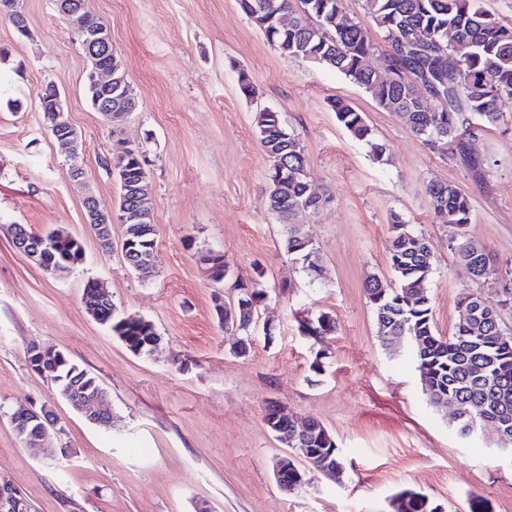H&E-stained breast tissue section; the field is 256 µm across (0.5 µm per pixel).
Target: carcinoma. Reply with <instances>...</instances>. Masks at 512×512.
I'll return each instance as SVG.
<instances>
[{
  "mask_svg": "<svg viewBox=\"0 0 512 512\" xmlns=\"http://www.w3.org/2000/svg\"><path fill=\"white\" fill-rule=\"evenodd\" d=\"M242 12L265 35L282 56L301 59L332 69L361 86L378 107L401 114L411 133L431 147L450 145L473 169L481 163L469 152V140L481 131L505 124L500 103L512 99V26L505 25L484 10L478 0H363L365 15L373 28L383 32L388 41L384 54L385 70L362 66L363 58L377 50L371 29L350 17L344 0H237ZM453 32L462 48L453 69L444 60L453 53L448 32ZM430 85L432 97L422 99L416 82ZM91 105L112 102V119L119 120L133 111L137 102L121 92L99 88L85 79ZM58 89L46 85L39 97V107L48 126L66 121L65 114L54 110ZM337 120L355 138L370 145L378 162L387 160L385 147L371 140V130L363 113L337 99L331 102ZM259 140L270 163L267 209L281 223L288 225L283 250L309 273L320 272L315 262L311 237L296 217L322 207L327 199L312 194L305 171L308 158L304 146L284 127L274 110L258 116ZM119 159V217L126 232L144 241L123 254L131 270L144 263L156 262L157 248L153 224V203L145 161L139 148H127ZM427 193L435 217L442 224L459 229L451 250L472 275L485 283L501 285L499 306L485 305L480 295L467 292L459 307L472 305L481 311L459 321L451 336L440 335L433 324L432 306L425 284L433 272L432 251L428 240L404 221L396 219L390 227V265L397 286L376 276L365 282V292L375 313L378 336L390 352H398L400 343L409 337L415 344L417 369L430 401L440 405L448 400L463 404L466 416L454 420L458 432L472 431L488 419L505 418L509 422L505 440L512 444V341L503 338V312L512 311V270L501 269L492 254L473 243L467 226L472 207L458 188L443 183H429ZM18 228L35 246L52 237L68 239L70 235L56 229L41 236L20 224ZM210 279L224 283V253L209 251L202 256ZM235 306L216 300L215 310L221 323L229 322L247 332L258 316L253 302H261L265 292L260 283L237 282ZM112 300L103 302L104 324L113 335L135 354H149L160 336L155 325L137 315L109 318L106 312ZM304 335L317 343L336 332V321L328 314L303 325ZM58 390L71 389L79 398L85 391L96 392L101 385L95 377L70 359L58 364V371L46 372ZM275 425L281 434L278 441L288 448H331L332 435L323 423L307 420L306 432L291 438L292 417L282 416ZM432 505L410 491L397 497L394 512H430Z\"/></svg>",
  "mask_w": 512,
  "mask_h": 512,
  "instance_id": "1",
  "label": "carcinoma"
}]
</instances>
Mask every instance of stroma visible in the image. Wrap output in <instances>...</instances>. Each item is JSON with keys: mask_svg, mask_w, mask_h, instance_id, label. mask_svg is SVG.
<instances>
[{"mask_svg": "<svg viewBox=\"0 0 512 512\" xmlns=\"http://www.w3.org/2000/svg\"><path fill=\"white\" fill-rule=\"evenodd\" d=\"M88 6L108 22L138 100L118 125L93 110L88 59L55 0H23L29 37L0 19V224L61 229L83 244L81 261L54 276L0 234V484L13 485L31 512H196L202 502L210 512H393L403 490L444 512H469L475 495L490 512H512V446L488 424L457 434L450 409L427 400L411 340L394 354L383 347L363 290L372 275L395 280L388 245L397 216L431 244L426 290L439 334L454 333L463 293L496 305L495 285L475 281L455 259L457 229L436 221L426 186L465 193L470 237L512 268V99L502 104L506 128L472 141L476 171L425 145L339 73L281 56L237 0ZM242 73L257 89L253 98L239 89ZM49 83L82 143L78 158L59 148L39 108ZM336 99L364 113L388 163L337 121ZM267 108L303 145L312 190L329 198L301 219L318 255L315 279L285 257L287 227L266 207L257 116ZM134 146L147 160L159 255L135 273L121 256L123 224L113 221L112 248L103 250L83 205L92 196L117 206L108 160ZM210 250L223 251L231 279H259L266 292L247 356L234 354L237 337L216 317V298L235 295L209 280L200 257ZM90 279L107 288L117 314L155 325L152 353H132L88 312ZM323 313L335 318L336 333L320 347L299 324ZM33 344L64 352L96 377L110 426L86 421L32 370ZM320 349L318 372L311 364ZM270 400L329 430L343 461L336 481L279 489L274 464L293 451L264 422ZM29 402L55 417L39 459L10 421Z\"/></svg>", "mask_w": 512, "mask_h": 512, "instance_id": "35a3bbf8", "label": "stroma"}]
</instances>
